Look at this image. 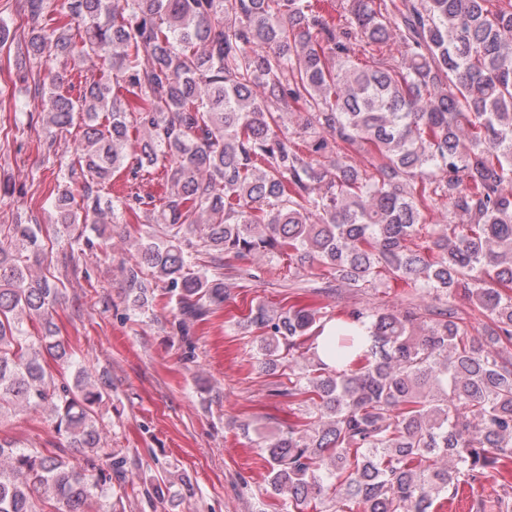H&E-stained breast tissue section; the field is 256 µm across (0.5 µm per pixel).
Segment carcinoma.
<instances>
[{
    "label": "carcinoma",
    "instance_id": "1",
    "mask_svg": "<svg viewBox=\"0 0 512 512\" xmlns=\"http://www.w3.org/2000/svg\"><path fill=\"white\" fill-rule=\"evenodd\" d=\"M26 53L42 100L44 145L75 120L53 200L80 237L101 195L153 230L136 240L125 298L160 297L172 327L224 304L216 269L253 255L316 270L319 289L401 280L432 303L250 310L262 360L288 355L270 395L305 407L265 446L271 491L294 509L437 512L512 463V0H26ZM85 58L100 67L69 78ZM262 93H257V89ZM374 147L369 169L346 150ZM164 182V191L154 182ZM448 223L420 241L429 209ZM31 215L0 225V417L47 410L65 448L0 436V512H124L112 482L126 458L101 441L110 386L84 370L56 379L36 347L71 358L56 335L62 289ZM259 281L262 269L233 267ZM490 320L470 335L473 313ZM322 343H317V339Z\"/></svg>",
    "mask_w": 512,
    "mask_h": 512
}]
</instances>
